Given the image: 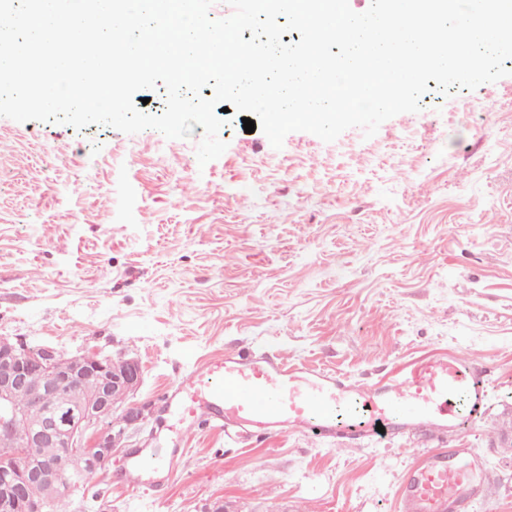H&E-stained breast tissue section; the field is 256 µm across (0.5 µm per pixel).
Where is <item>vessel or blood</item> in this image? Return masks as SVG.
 <instances>
[{
  "label": "vessel or blood",
  "mask_w": 512,
  "mask_h": 512,
  "mask_svg": "<svg viewBox=\"0 0 512 512\" xmlns=\"http://www.w3.org/2000/svg\"><path fill=\"white\" fill-rule=\"evenodd\" d=\"M169 430L181 443L189 430L247 426L265 436L308 432L336 445L367 444L419 435L443 438L478 422L487 410L488 386L470 354H430L398 365L371 382L284 362L268 354L225 353L179 380L166 400ZM464 465L434 453L411 468L401 512H468L485 490V461L464 452ZM136 484L171 470V460L143 451L132 457Z\"/></svg>",
  "instance_id": "b4317fda"
}]
</instances>
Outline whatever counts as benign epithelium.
<instances>
[{"instance_id":"benign-epithelium-1","label":"benign epithelium","mask_w":512,"mask_h":512,"mask_svg":"<svg viewBox=\"0 0 512 512\" xmlns=\"http://www.w3.org/2000/svg\"><path fill=\"white\" fill-rule=\"evenodd\" d=\"M41 372L45 390L34 394L39 416L28 443L12 449L17 465L0 474V508L5 512H46L45 500H31L24 494L32 481L42 483L49 497L69 493L73 512H112V503L96 499L87 503L82 496L90 478L108 473L112 454L127 447L130 436L147 420L144 405L127 400L138 390L142 372L133 358L110 354H67L50 346L31 348L23 341L0 337V441L9 442L11 428L19 413L13 395L26 388L28 373ZM89 376L98 380L95 393L80 402L77 409L63 415L55 401L69 397ZM36 448H63L89 458V469L64 474L46 461L36 471L25 464Z\"/></svg>"}]
</instances>
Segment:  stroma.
I'll return each instance as SVG.
<instances>
[{
    "mask_svg": "<svg viewBox=\"0 0 512 512\" xmlns=\"http://www.w3.org/2000/svg\"><path fill=\"white\" fill-rule=\"evenodd\" d=\"M401 113L365 137L303 131L273 148L228 112L227 148L0 117V336L135 358L151 414L90 491L112 512H399L407 469L474 448L489 481L469 512H512V75ZM479 358L483 419L449 438L336 447L309 433L200 428L163 484L165 397L227 351L376 380L429 351ZM178 448H174L172 455L166 460H161L155 457L154 452L141 451L139 454L132 457L129 462L130 470L136 475L134 485L148 484V478L155 477L153 485L156 483V476L164 471H171L172 462Z\"/></svg>",
    "mask_w": 512,
    "mask_h": 512,
    "instance_id": "obj_1",
    "label": "stroma"
}]
</instances>
